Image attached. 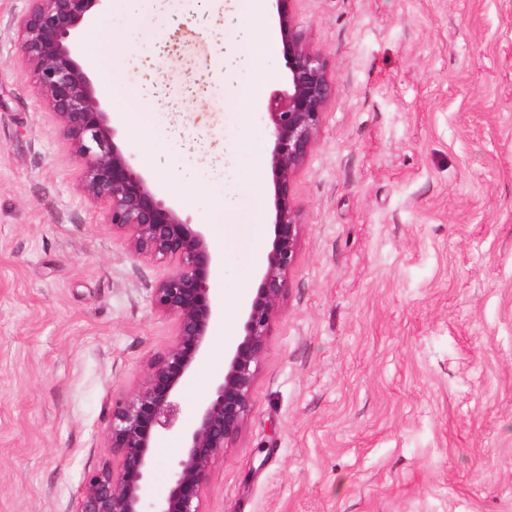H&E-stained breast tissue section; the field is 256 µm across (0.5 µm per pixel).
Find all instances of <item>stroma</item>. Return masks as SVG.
<instances>
[{
	"label": "stroma",
	"instance_id": "35a3bbf8",
	"mask_svg": "<svg viewBox=\"0 0 512 512\" xmlns=\"http://www.w3.org/2000/svg\"><path fill=\"white\" fill-rule=\"evenodd\" d=\"M0 0V512H79L87 476L117 465L112 407L174 340L151 295L169 271L133 256L79 189L82 167L43 103ZM335 95L295 175L304 226L238 437L212 462L205 512H512V0H293ZM142 24L170 40L161 128L180 126L208 166L158 184L192 223L257 183L272 230L264 109L226 108L247 42L220 27L172 31L153 0ZM108 112L133 107L135 52L113 65L80 32L78 61ZM116 142L150 176L136 129ZM213 298L256 287L248 240L221 252ZM179 436L153 444L147 501L165 498Z\"/></svg>",
	"mask_w": 512,
	"mask_h": 512
}]
</instances>
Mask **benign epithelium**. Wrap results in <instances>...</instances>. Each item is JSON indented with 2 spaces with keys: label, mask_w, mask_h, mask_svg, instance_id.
<instances>
[{
  "label": "benign epithelium",
  "mask_w": 512,
  "mask_h": 512,
  "mask_svg": "<svg viewBox=\"0 0 512 512\" xmlns=\"http://www.w3.org/2000/svg\"><path fill=\"white\" fill-rule=\"evenodd\" d=\"M28 2L14 27L35 84L83 165V194L103 206L106 223L126 239L132 255L173 263L153 288L152 305L174 318L176 338L148 365L143 385L112 407L110 437L118 466L88 476L81 509L145 512L141 492L154 468L151 445L160 434L176 431L180 387L205 359L210 326L221 313L210 296V279L220 261L204 225L190 223L180 203L162 199L152 178L118 146L104 102L75 58L81 27L104 0ZM273 2L287 68L286 86L274 90L267 104L273 139L274 238L256 294L244 310L243 334L224 360L212 396L198 406L193 424L181 431L183 452L170 491L151 512H202L201 494L211 462L239 434L248 416L270 326L298 254L302 213L291 194L292 178L319 135L333 88L325 59L294 20L293 0Z\"/></svg>",
  "instance_id": "obj_1"
}]
</instances>
